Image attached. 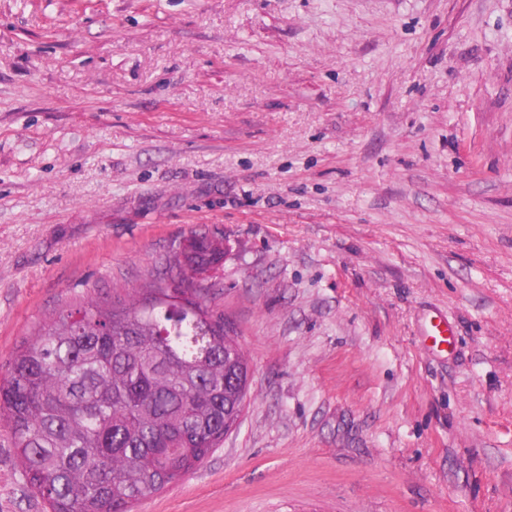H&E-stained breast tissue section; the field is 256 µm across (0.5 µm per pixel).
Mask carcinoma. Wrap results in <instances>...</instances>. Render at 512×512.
<instances>
[{"label": "carcinoma", "instance_id": "cac0c4a2", "mask_svg": "<svg viewBox=\"0 0 512 512\" xmlns=\"http://www.w3.org/2000/svg\"><path fill=\"white\" fill-rule=\"evenodd\" d=\"M169 264L185 287L63 311L0 379V416L49 512H127L202 462L238 418L243 351L207 306L213 286L180 253Z\"/></svg>", "mask_w": 512, "mask_h": 512}]
</instances>
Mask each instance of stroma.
Wrapping results in <instances>:
<instances>
[{
  "label": "stroma",
  "mask_w": 512,
  "mask_h": 512,
  "mask_svg": "<svg viewBox=\"0 0 512 512\" xmlns=\"http://www.w3.org/2000/svg\"><path fill=\"white\" fill-rule=\"evenodd\" d=\"M194 233L249 391L131 512H512V0H0V376Z\"/></svg>",
  "instance_id": "35a3bbf8"
}]
</instances>
